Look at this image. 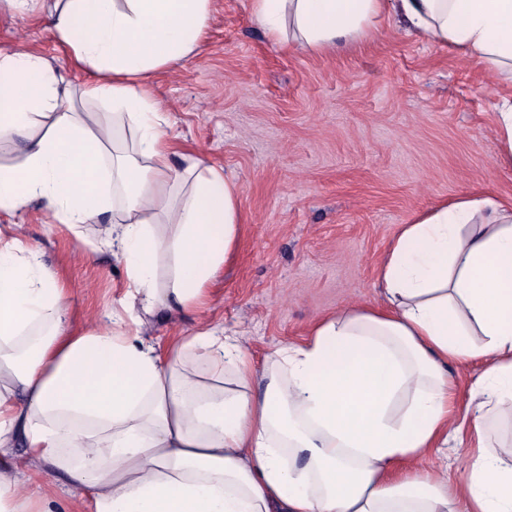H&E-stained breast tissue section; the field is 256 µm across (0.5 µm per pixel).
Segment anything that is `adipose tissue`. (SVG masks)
<instances>
[{
  "instance_id": "adipose-tissue-1",
  "label": "adipose tissue",
  "mask_w": 512,
  "mask_h": 512,
  "mask_svg": "<svg viewBox=\"0 0 512 512\" xmlns=\"http://www.w3.org/2000/svg\"><path fill=\"white\" fill-rule=\"evenodd\" d=\"M213 0H55L52 29L88 79L72 95L42 57L0 54V213L40 202L101 223L125 268L119 312L69 331L67 288L0 233V512H512V464L486 423L512 407V204L445 202L381 263L384 305L350 304L263 366L203 322L240 234L239 186L178 152L148 75L186 58ZM277 43L361 41L394 15L476 61L503 91L498 162L512 166V0H250ZM111 105V113L78 101ZM137 133L119 148L123 127ZM181 170H174L173 158ZM191 319L165 347L145 315ZM477 361L464 473L421 472L448 445V367Z\"/></svg>"
}]
</instances>
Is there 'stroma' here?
Instances as JSON below:
<instances>
[{
  "instance_id": "obj_1",
  "label": "stroma",
  "mask_w": 512,
  "mask_h": 512,
  "mask_svg": "<svg viewBox=\"0 0 512 512\" xmlns=\"http://www.w3.org/2000/svg\"><path fill=\"white\" fill-rule=\"evenodd\" d=\"M15 51L41 55L72 88L88 79L45 13L0 0V52ZM151 84L180 150L224 168L240 187L244 222L210 286L209 318L258 364L349 303L381 306L378 269L401 225L465 193L512 198V168L497 163L499 87L393 16L373 38L319 55L272 41L249 0H214L194 51ZM17 221L42 264L66 281L73 328L107 321L125 272L111 252H91L97 225L73 229L38 203ZM477 371L473 362L450 366L458 432L422 468L444 462L462 475Z\"/></svg>"
}]
</instances>
